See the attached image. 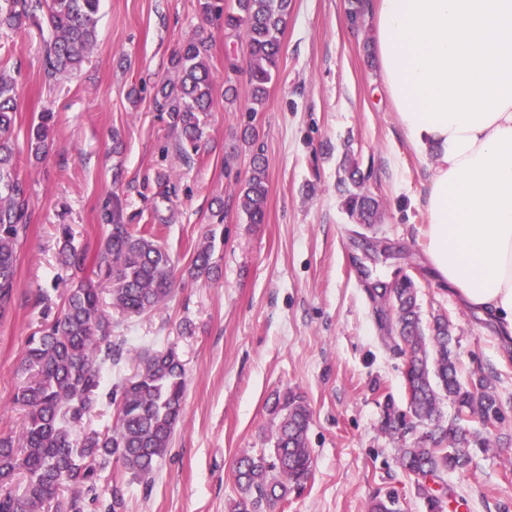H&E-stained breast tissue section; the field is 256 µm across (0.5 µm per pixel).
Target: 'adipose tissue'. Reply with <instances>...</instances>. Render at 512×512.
<instances>
[{"instance_id": "ef3b65f1", "label": "adipose tissue", "mask_w": 512, "mask_h": 512, "mask_svg": "<svg viewBox=\"0 0 512 512\" xmlns=\"http://www.w3.org/2000/svg\"><path fill=\"white\" fill-rule=\"evenodd\" d=\"M382 83L427 163V260L512 334V0H374Z\"/></svg>"}]
</instances>
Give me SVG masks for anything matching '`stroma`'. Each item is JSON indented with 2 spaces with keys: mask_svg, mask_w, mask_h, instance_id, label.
Returning <instances> with one entry per match:
<instances>
[{
  "mask_svg": "<svg viewBox=\"0 0 512 512\" xmlns=\"http://www.w3.org/2000/svg\"><path fill=\"white\" fill-rule=\"evenodd\" d=\"M348 0H292L280 74L260 112L249 113L243 35L226 30L201 0H101L93 52L62 80L48 79L37 27L0 30V66L18 82L15 162L26 184L27 230L13 300L0 318V431H19L12 402L24 379L25 343L70 286L59 261L62 227L96 259L113 213L132 230H157L176 264L172 299L138 317L112 316L129 351L105 369L106 384L130 377L140 349L175 348L185 363L183 411L151 488L120 467L99 472L88 512H104L122 486V512H226L232 471L262 448L276 391L298 389L312 411L313 476L301 496L273 512H366L396 493L403 512H426L414 478L395 462L406 440L383 431V402L405 399L407 359L390 348L368 282L391 288L411 277L423 321L447 315L462 373L497 374L509 403L503 437L471 451L466 475H449L446 512H512V349L463 308L426 259L422 204L426 165L408 144L382 89L369 26L351 27ZM191 38L208 48L214 75L205 136L191 162L155 94L171 56ZM235 99L224 97L227 86ZM55 116L44 160L28 151L39 112ZM253 127L255 143L243 139ZM351 152L381 222L358 231L340 208L338 163ZM267 164L264 223H247L236 190L254 153ZM217 238L213 279L186 269L208 234Z\"/></svg>",
  "mask_w": 512,
  "mask_h": 512,
  "instance_id": "obj_1",
  "label": "stroma"
}]
</instances>
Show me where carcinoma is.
<instances>
[{
	"label": "carcinoma",
	"instance_id": "cac0c4a2",
	"mask_svg": "<svg viewBox=\"0 0 512 512\" xmlns=\"http://www.w3.org/2000/svg\"><path fill=\"white\" fill-rule=\"evenodd\" d=\"M290 7L291 0H235L225 10L204 0L203 11L224 13V29L244 34L250 112L263 106L268 84L278 71ZM99 8L100 0H0V27L47 28L44 70L47 77L57 79L78 68L96 46ZM171 69L174 78L159 89L155 107L168 113L179 130L180 154L188 162L189 150H197L203 139L212 99L205 43L186 41L171 59ZM17 109L15 83L0 70V315L12 300L17 248L27 228L25 184L13 164ZM53 123V113L41 112L30 127L27 140L34 156L45 152ZM363 182L358 162L345 155L337 181L341 208L353 223L370 228L380 221V204L364 191ZM267 194L266 162L257 152L250 176L238 188L246 223H264ZM113 219L116 224L100 250L96 279H78L54 319L26 341L21 369L29 377L12 398L23 411L22 429L17 434L0 432V512H86L98 472L115 462L130 481L149 485L171 447L186 385L185 365L174 350L139 354L132 377L108 389L103 386V368L119 365L126 343L112 338L101 284H107L112 309L133 318L166 303L175 280L170 253L153 234L131 231L118 223V214ZM61 235L62 264L82 271L86 251L71 246L67 229ZM214 251L212 236L198 247L191 277L213 276ZM367 292L382 315L391 316L389 339L409 354L405 403L399 406L388 396L383 406L386 432L416 433L411 445L399 449L396 464L415 476L417 496L428 512H445L453 493L448 473L465 472L471 449L492 445L490 435L470 430L467 422L476 417L495 428L505 420L495 375L479 370L461 379L448 317L437 315L423 324L411 278H403L394 288ZM103 400L116 404L112 430H85ZM445 400L455 409L450 419L442 410ZM269 414L267 447L247 451L236 460L237 494L227 512H265L301 494L312 477V413L305 396L291 388L277 392ZM366 512H401L398 496H375Z\"/></svg>",
	"mask_w": 512,
	"mask_h": 512
}]
</instances>
